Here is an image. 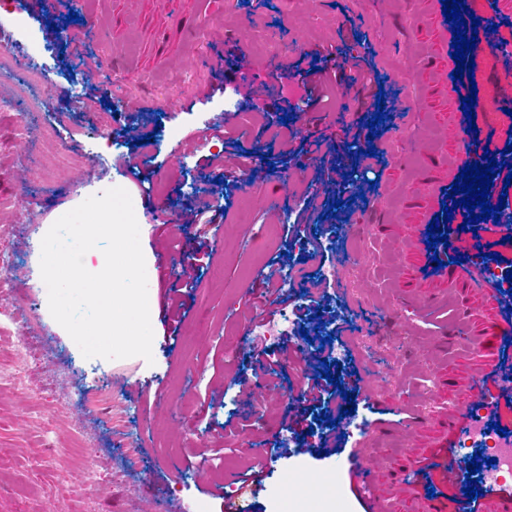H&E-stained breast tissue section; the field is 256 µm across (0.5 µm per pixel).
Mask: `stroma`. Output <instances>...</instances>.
Here are the masks:
<instances>
[{
    "mask_svg": "<svg viewBox=\"0 0 512 512\" xmlns=\"http://www.w3.org/2000/svg\"><path fill=\"white\" fill-rule=\"evenodd\" d=\"M425 11L426 0H99L75 23L8 0L0 51L35 55L51 84L23 127L0 83V198L9 201L0 249L12 252L8 275L24 291L0 335V512H195L199 503L271 512L278 476L297 465L330 474L348 512H365L351 476L361 456L370 497L410 512L402 476L431 453L452 408L478 399L483 359L456 328L478 329L488 316L466 294L438 296L413 276L408 242L433 147L462 149L453 105L428 72L437 43ZM316 67L336 75L335 108L317 100ZM368 68L380 85L365 90L357 75ZM381 99L389 118L373 137L365 118ZM302 100L307 111L294 113ZM145 133L156 136L146 149ZM342 152L352 175L334 162ZM310 184L324 202L312 226L333 233L326 246L339 274L308 294L289 281L288 292L317 299L366 341L363 354L348 348L338 360L342 388L329 402L355 412L321 459L307 423L281 425L308 384L296 358L263 395L256 425L219 437L226 419L249 410L265 342L249 344L243 326L269 311L259 276L289 280L287 260L303 252L287 222ZM117 186L140 228L153 358L105 359L94 375L36 287L34 246L62 215ZM154 198L174 206V222ZM180 256L193 262L189 275L173 272ZM19 338L30 346L25 397L6 376ZM392 367L395 390L367 392ZM284 438L293 446L264 464L262 483L235 484L231 495L198 455L220 443L231 463ZM91 478L105 489L96 499L79 493Z\"/></svg>",
    "mask_w": 512,
    "mask_h": 512,
    "instance_id": "stroma-1",
    "label": "stroma"
}]
</instances>
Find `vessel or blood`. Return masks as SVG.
<instances>
[{
  "instance_id": "b4317fda",
  "label": "vessel or blood",
  "mask_w": 512,
  "mask_h": 512,
  "mask_svg": "<svg viewBox=\"0 0 512 512\" xmlns=\"http://www.w3.org/2000/svg\"><path fill=\"white\" fill-rule=\"evenodd\" d=\"M506 8L512 10V0H491L479 17L471 55L477 60L487 55L494 57L502 67L512 70V46L501 43L492 29ZM442 10V0H429V17L437 30L439 55L448 71L444 89L453 100L455 129L464 134L470 149L440 160L448 174L432 180V203L416 227L414 245L421 255L416 277L426 283H465L484 296L494 316L473 337L474 343L483 347L485 356L475 388L486 417L512 430V291L500 287L502 276L512 267V214L506 212L499 219H486L476 223L474 230L466 231L462 219L468 211L460 206L453 210L450 220L437 221L439 229L448 236L447 242L429 246L426 233L428 221H436L443 200L452 191L453 178L466 165L482 161L485 147L507 134L506 129L487 122L483 112L472 117L464 113L462 101L468 97L471 84L469 79L456 81L451 77L457 69L452 57L453 25L447 22ZM479 426L469 410L451 414L447 437L439 440L437 451L411 475L413 485L435 491L429 500V512H484V500L488 497L497 499L498 512H512V485L496 477L485 478L482 492L475 500H468L464 494L466 482L463 464L455 451L456 438Z\"/></svg>"
}]
</instances>
